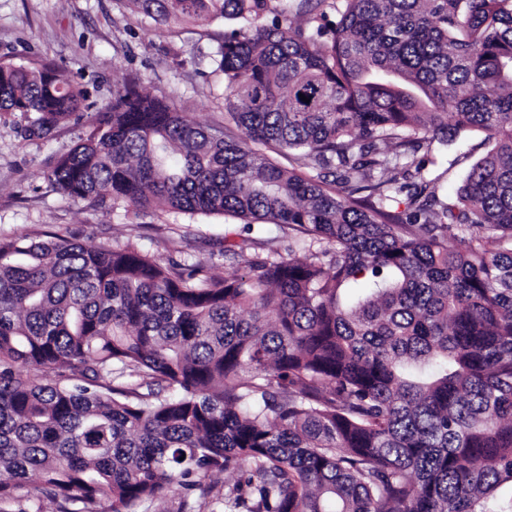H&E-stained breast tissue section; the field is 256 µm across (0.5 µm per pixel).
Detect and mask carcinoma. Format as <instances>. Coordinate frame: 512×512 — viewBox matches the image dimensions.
<instances>
[{"mask_svg": "<svg viewBox=\"0 0 512 512\" xmlns=\"http://www.w3.org/2000/svg\"><path fill=\"white\" fill-rule=\"evenodd\" d=\"M117 2L244 21L199 58L244 136L128 83L50 185L293 236L224 242L244 271L220 278L1 240L0 505L138 512L222 478L224 512H512V0H332L334 22L327 0ZM84 100L0 62L25 139ZM462 130L491 149L451 197L418 152Z\"/></svg>", "mask_w": 512, "mask_h": 512, "instance_id": "1", "label": "carcinoma"}]
</instances>
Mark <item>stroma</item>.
I'll return each instance as SVG.
<instances>
[{"instance_id": "obj_1", "label": "stroma", "mask_w": 512, "mask_h": 512, "mask_svg": "<svg viewBox=\"0 0 512 512\" xmlns=\"http://www.w3.org/2000/svg\"><path fill=\"white\" fill-rule=\"evenodd\" d=\"M227 27L221 19L162 26L119 9L115 0H0V62H53L88 94L80 118L59 125L44 141L24 140V118L0 112V240L52 231L89 247L130 242L164 260L202 264L217 278L234 272L237 264L225 256L224 242L248 236L237 218L115 210L107 202L65 198L45 179L51 159L69 151L94 112L131 81L174 93L179 111L201 125H223L222 89L200 72L195 55L215 50ZM489 148L483 133L460 132L447 144H432L431 171L447 173L446 187L455 190Z\"/></svg>"}]
</instances>
